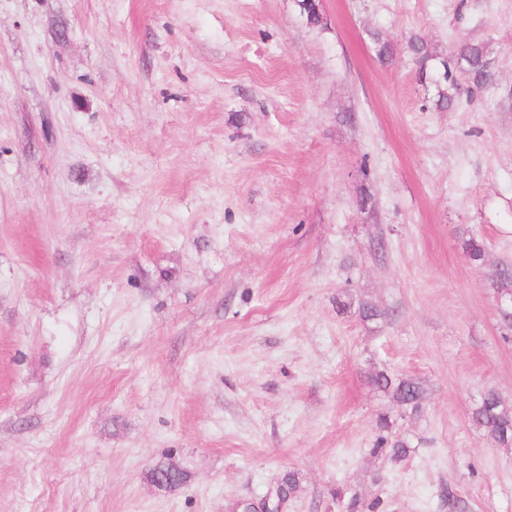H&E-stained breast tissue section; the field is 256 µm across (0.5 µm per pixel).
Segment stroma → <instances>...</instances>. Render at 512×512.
<instances>
[{
	"label": "stroma",
	"instance_id": "stroma-1",
	"mask_svg": "<svg viewBox=\"0 0 512 512\" xmlns=\"http://www.w3.org/2000/svg\"><path fill=\"white\" fill-rule=\"evenodd\" d=\"M320 4L0 0V512H229L288 473L285 512H512L471 421L512 405V0ZM414 37L487 42L496 85L437 109ZM373 382L378 388L390 393L394 401L402 406L415 411L419 408L422 389L418 383L403 378H392L384 371L375 374Z\"/></svg>",
	"mask_w": 512,
	"mask_h": 512
}]
</instances>
